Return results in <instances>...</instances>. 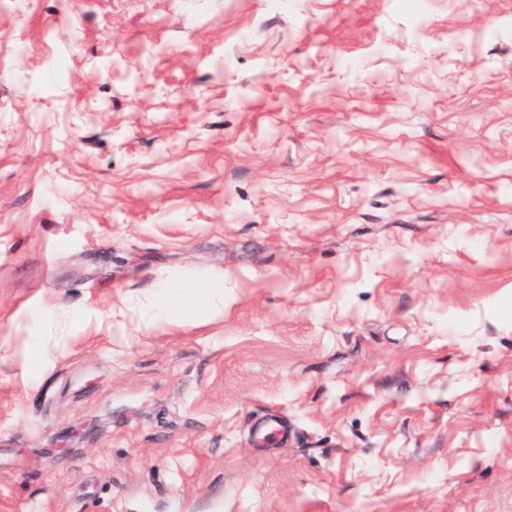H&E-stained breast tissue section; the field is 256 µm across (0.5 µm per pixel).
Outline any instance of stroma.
<instances>
[{"label": "stroma", "instance_id": "stroma-1", "mask_svg": "<svg viewBox=\"0 0 512 512\" xmlns=\"http://www.w3.org/2000/svg\"><path fill=\"white\" fill-rule=\"evenodd\" d=\"M0 342V512H512V0H0ZM153 288V300L139 311L138 327L145 330L180 325L192 313L210 311L215 299L224 307L223 271H210L192 280L160 277Z\"/></svg>", "mask_w": 512, "mask_h": 512}]
</instances>
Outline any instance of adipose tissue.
Masks as SVG:
<instances>
[{
	"mask_svg": "<svg viewBox=\"0 0 512 512\" xmlns=\"http://www.w3.org/2000/svg\"><path fill=\"white\" fill-rule=\"evenodd\" d=\"M224 297V274L210 271L195 279L161 277L155 282L152 301L139 311L138 325L152 330L162 325H180L191 314L213 307Z\"/></svg>",
	"mask_w": 512,
	"mask_h": 512,
	"instance_id": "ef3b65f1",
	"label": "adipose tissue"
}]
</instances>
